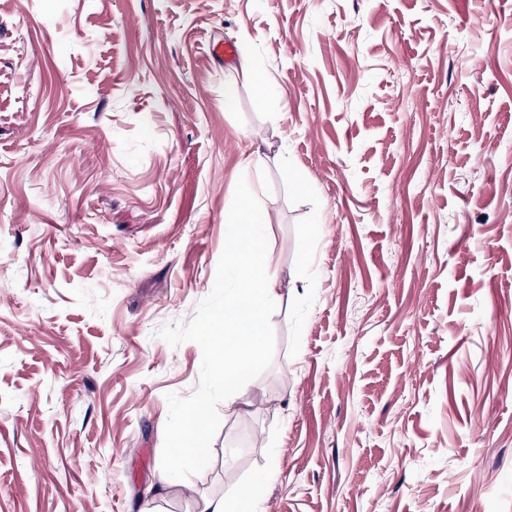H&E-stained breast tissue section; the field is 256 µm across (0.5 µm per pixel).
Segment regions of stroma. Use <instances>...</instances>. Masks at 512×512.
Segmentation results:
<instances>
[{
  "instance_id": "1",
  "label": "stroma",
  "mask_w": 512,
  "mask_h": 512,
  "mask_svg": "<svg viewBox=\"0 0 512 512\" xmlns=\"http://www.w3.org/2000/svg\"><path fill=\"white\" fill-rule=\"evenodd\" d=\"M241 179L275 352L164 487L202 350L159 331ZM249 482L258 512H512V0H0V512Z\"/></svg>"
}]
</instances>
